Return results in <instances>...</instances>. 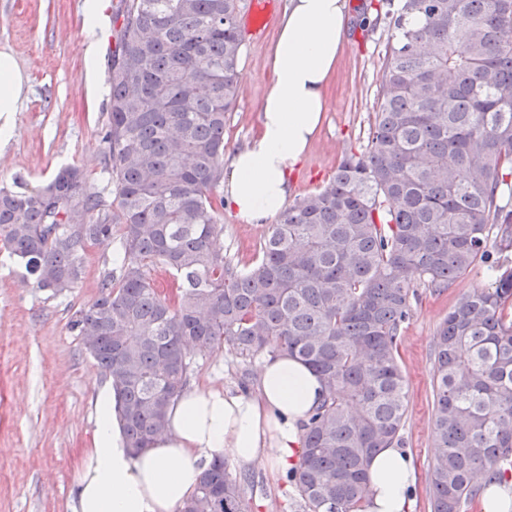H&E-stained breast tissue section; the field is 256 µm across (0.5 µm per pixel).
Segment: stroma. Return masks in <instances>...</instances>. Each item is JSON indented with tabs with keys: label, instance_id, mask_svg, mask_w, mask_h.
<instances>
[{
	"label": "stroma",
	"instance_id": "stroma-1",
	"mask_svg": "<svg viewBox=\"0 0 512 512\" xmlns=\"http://www.w3.org/2000/svg\"><path fill=\"white\" fill-rule=\"evenodd\" d=\"M379 0H348L354 24L343 44L327 89L325 119L304 166L294 172L299 198L327 185L348 152L365 145L378 109L383 59L390 33L386 23L361 28ZM85 37L83 0H0V54L9 55L26 78V91L12 115L11 134L0 142V188L23 177L29 188L48 182L63 165L82 168L91 185L103 188L108 93H90L84 83L80 44ZM275 32L245 36L235 108L224 139L236 148L260 131L264 91L272 79ZM224 249L249 263L268 227L235 213L220 216ZM118 243L90 246L82 280L54 296L37 287L17 260L0 247V512H75L81 456L96 429V397L106 377L70 328L76 312L99 294L112 270ZM486 266L476 267L443 292L420 289L399 346L407 384L403 443L417 468L412 512H431L429 473L433 448L432 344L435 330L462 294L488 286ZM258 360L220 352L195 359L191 385L251 393ZM248 474L244 491L251 512H303L294 483L256 465L231 464Z\"/></svg>",
	"mask_w": 512,
	"mask_h": 512
}]
</instances>
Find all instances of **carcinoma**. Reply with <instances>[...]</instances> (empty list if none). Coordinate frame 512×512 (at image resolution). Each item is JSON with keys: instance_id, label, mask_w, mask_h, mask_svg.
<instances>
[{"instance_id": "1", "label": "carcinoma", "mask_w": 512, "mask_h": 512, "mask_svg": "<svg viewBox=\"0 0 512 512\" xmlns=\"http://www.w3.org/2000/svg\"><path fill=\"white\" fill-rule=\"evenodd\" d=\"M384 2L365 150L284 207L249 264L224 254L218 223L245 0H123L103 133L113 199L76 165L0 189V245L54 296L81 280L89 246L119 241L71 329L111 383L129 447L164 431L197 357L286 352L321 376L288 473L304 512H360L369 458L403 446L412 299L479 263L494 281L463 294L433 341L432 512H463L483 477L512 467V0ZM241 481L215 460L177 512H250Z\"/></svg>"}]
</instances>
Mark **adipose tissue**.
Here are the masks:
<instances>
[{"instance_id": "ef3b65f1", "label": "adipose tissue", "mask_w": 512, "mask_h": 512, "mask_svg": "<svg viewBox=\"0 0 512 512\" xmlns=\"http://www.w3.org/2000/svg\"><path fill=\"white\" fill-rule=\"evenodd\" d=\"M349 34L346 0H290L272 51L273 78L261 105L260 134L227 157L224 205L248 223L278 214L321 124L325 94ZM325 387L302 361L265 358L257 390L209 387L171 403L167 429L133 452L114 411L111 386L97 399L96 430L77 479L76 512H175L189 499L206 466L232 459L264 462L271 473L298 468L301 424ZM364 512H411L416 467L400 447L378 449L367 465Z\"/></svg>"}]
</instances>
